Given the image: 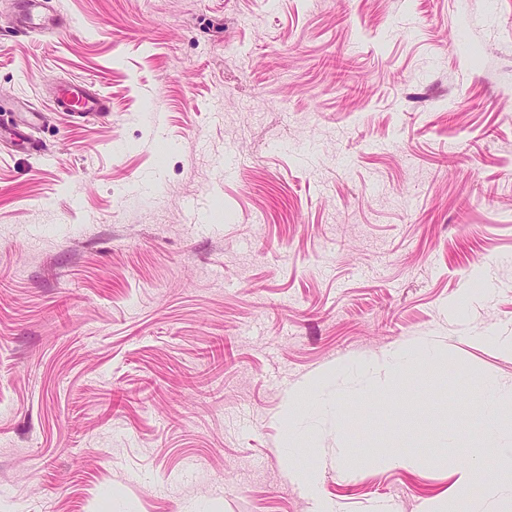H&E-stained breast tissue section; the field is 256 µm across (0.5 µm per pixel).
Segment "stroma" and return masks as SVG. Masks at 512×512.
I'll return each mask as SVG.
<instances>
[{"label":"stroma","mask_w":512,"mask_h":512,"mask_svg":"<svg viewBox=\"0 0 512 512\" xmlns=\"http://www.w3.org/2000/svg\"><path fill=\"white\" fill-rule=\"evenodd\" d=\"M17 2L0 512H442L512 396V0H43L63 36ZM419 345L452 366L384 368ZM293 395L330 410L290 454ZM38 1L39 0H26L20 3L21 10L18 19L29 33H39L46 25V21H42L43 18L38 12ZM53 101L59 112L74 113L78 116H101L111 112L107 99L93 92L89 85L82 81L56 84ZM512 404V398L509 399ZM509 400H503L496 389L487 384L485 386L484 403V423L481 429V442L483 447L492 448L495 458L500 462L512 463V439H508L500 424V408Z\"/></svg>","instance_id":"35a3bbf8"}]
</instances>
